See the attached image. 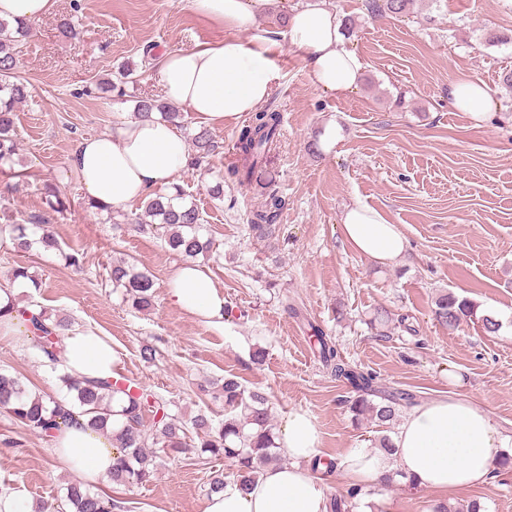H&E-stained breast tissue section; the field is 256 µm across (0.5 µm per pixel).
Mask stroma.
I'll use <instances>...</instances> for the list:
<instances>
[{
    "instance_id": "obj_1",
    "label": "stroma",
    "mask_w": 512,
    "mask_h": 512,
    "mask_svg": "<svg viewBox=\"0 0 512 512\" xmlns=\"http://www.w3.org/2000/svg\"><path fill=\"white\" fill-rule=\"evenodd\" d=\"M70 1L58 0L55 15L36 21L25 41L17 73L33 96L16 112V176L0 175V224L51 218L57 248L37 246L26 258L42 282L36 295L42 306L110 337L120 375L163 398L169 414L186 420L203 411L223 419V403L200 387L233 377L265 393L274 426L291 411L308 412L326 459L376 448L380 432L353 419L351 390L320 364L311 322L383 386L421 402L450 393L479 399L512 434V89L502 83L512 70V0H420L414 14L384 18L370 17L366 0H327L355 20L347 46L365 61L356 91L344 96L315 86L284 37L285 17L306 0H271L258 14V27L281 43L274 58L280 79L267 101L283 117L276 148L250 186L225 183L223 200H214L208 189L230 161L240 124L212 126L221 150L209 170L183 169L173 183L206 213L203 234L217 256L205 267L227 309L220 326L169 301L168 278L180 259L165 248L162 229L113 230L107 213L87 207L69 157L78 141L134 111L140 97L162 98L158 60L167 50L223 39L225 30L187 0H78L81 35L70 40L57 29ZM489 29L505 43L485 45ZM124 65L137 70V82L120 93L103 88L102 79ZM462 75L484 81L500 112L483 119L454 110L448 85ZM330 123L335 147L310 152L309 142ZM48 183L61 212L50 206ZM270 186L285 207L279 238L268 244L252 238L248 219ZM357 202L398 225L409 241L403 257L383 266L344 244L342 214ZM73 249L84 255L82 270L64 264V252ZM120 258L152 274L151 311L133 309L113 288L109 267ZM444 291L476 303L477 320L453 331L439 325L434 301ZM379 308L394 318L383 336L367 325ZM483 315L499 321L498 332L483 331ZM146 344L157 350L154 362L140 357ZM256 347L266 351L259 365L250 359ZM452 367L461 376L455 386L448 383ZM0 368L33 392L62 394L56 365L28 340L0 339ZM157 456L150 482H108L99 492L124 501L127 512H203L212 471H232L227 460L193 450L174 457L161 449ZM67 478L48 437L0 412V492L69 512ZM472 501L482 512H512V459L487 485L449 497L400 479L367 484L350 512H433L442 502L458 508Z\"/></svg>"
}]
</instances>
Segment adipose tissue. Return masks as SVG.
Returning <instances> with one entry per match:
<instances>
[{
	"mask_svg": "<svg viewBox=\"0 0 512 512\" xmlns=\"http://www.w3.org/2000/svg\"><path fill=\"white\" fill-rule=\"evenodd\" d=\"M199 15L224 24L229 36L211 44L164 53L158 70L164 95L186 106L203 123L238 120L269 98L277 78L272 56L279 44L255 32L256 8L268 0H189ZM286 35L302 53L305 68L321 90L354 91L364 70L361 58L346 46L342 22L325 0H308L293 11ZM448 98L462 112L486 115L498 105L481 79L464 76L448 86ZM188 159V144L176 126L160 116L132 117L112 129L81 140L70 158L87 196L112 208L126 207L152 190L169 186ZM345 243L354 252L383 265L404 254L408 241L398 225L377 209L348 206L341 219ZM170 301L187 314L213 324L224 321V294L208 273L183 263L168 283ZM59 362L66 373L85 379L116 377L121 359L109 338L74 328L63 337ZM122 417L96 430L74 413L53 437V448L78 480L96 485L110 478L121 452L112 439ZM279 444L286 464L265 469L249 489L228 483L206 500L204 512H329V487L311 464L319 457L320 435L310 415L289 412ZM512 436L498 427L480 401L443 396L405 413L391 450L350 449L339 469L355 483H379L403 473L417 486L448 496L487 484Z\"/></svg>",
	"mask_w": 512,
	"mask_h": 512,
	"instance_id": "obj_1",
	"label": "adipose tissue"
}]
</instances>
